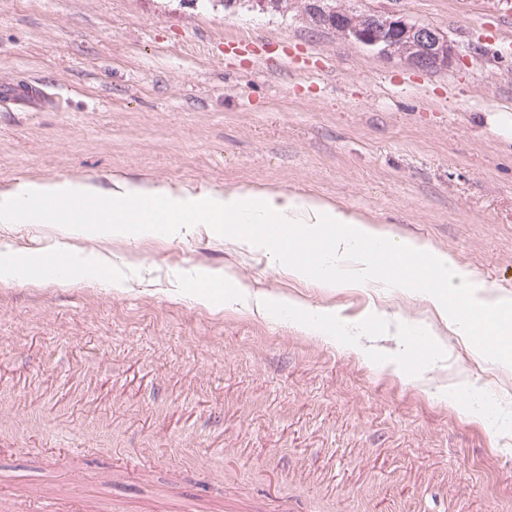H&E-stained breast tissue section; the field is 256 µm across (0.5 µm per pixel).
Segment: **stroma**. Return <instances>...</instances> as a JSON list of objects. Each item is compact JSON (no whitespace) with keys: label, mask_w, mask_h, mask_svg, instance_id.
<instances>
[{"label":"stroma","mask_w":512,"mask_h":512,"mask_svg":"<svg viewBox=\"0 0 512 512\" xmlns=\"http://www.w3.org/2000/svg\"><path fill=\"white\" fill-rule=\"evenodd\" d=\"M465 49L421 72L222 0H0V194L114 181L337 203L512 297V0H336ZM251 51L228 56L224 41ZM288 56L291 70L259 69ZM0 512H512V366L422 292L333 288L198 224H1ZM101 253L110 266L76 270ZM223 277L198 289L199 273Z\"/></svg>","instance_id":"obj_1"}]
</instances>
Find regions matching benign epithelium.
<instances>
[{
    "label": "benign epithelium",
    "instance_id": "obj_1",
    "mask_svg": "<svg viewBox=\"0 0 512 512\" xmlns=\"http://www.w3.org/2000/svg\"><path fill=\"white\" fill-rule=\"evenodd\" d=\"M252 7L267 12H283L288 0H249ZM305 12L318 26L330 28L344 37L380 54L396 57L423 72L447 69L460 53L443 30L389 13H357L336 5V0H304Z\"/></svg>",
    "mask_w": 512,
    "mask_h": 512
}]
</instances>
